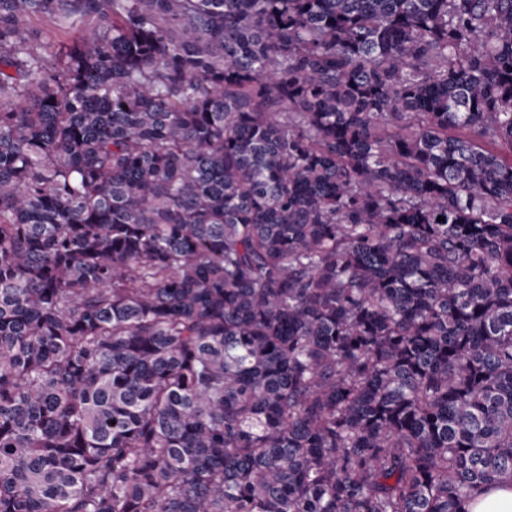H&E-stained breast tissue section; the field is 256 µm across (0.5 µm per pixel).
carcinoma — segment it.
I'll use <instances>...</instances> for the list:
<instances>
[{
  "label": "carcinoma",
  "mask_w": 512,
  "mask_h": 512,
  "mask_svg": "<svg viewBox=\"0 0 512 512\" xmlns=\"http://www.w3.org/2000/svg\"><path fill=\"white\" fill-rule=\"evenodd\" d=\"M502 479L512 0H0V512Z\"/></svg>",
  "instance_id": "carcinoma-1"
}]
</instances>
